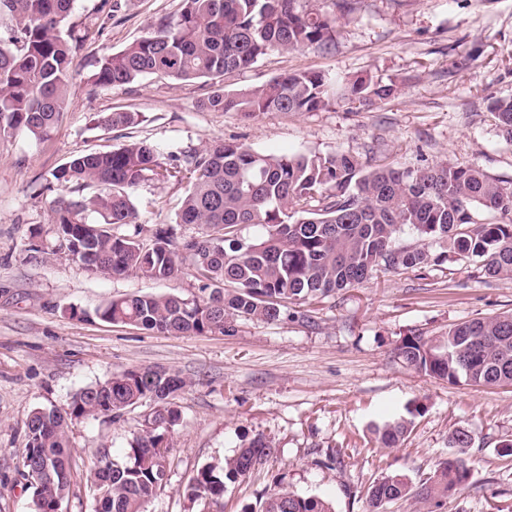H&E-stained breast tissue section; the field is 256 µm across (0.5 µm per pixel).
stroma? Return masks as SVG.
<instances>
[{
    "instance_id": "obj_1",
    "label": "stroma",
    "mask_w": 512,
    "mask_h": 512,
    "mask_svg": "<svg viewBox=\"0 0 512 512\" xmlns=\"http://www.w3.org/2000/svg\"><path fill=\"white\" fill-rule=\"evenodd\" d=\"M100 3L72 4L70 22L95 34L73 57L70 104L50 136L0 135V512H31L33 490L19 475L31 411L67 408L80 388L133 367L187 381L175 397L180 420L168 434V482L147 512H213L207 501L185 498L182 486L200 466L222 462L259 434L273 439L278 453L229 487L224 512L258 507L264 493L281 486L328 499L336 512H368L374 480L432 473L458 428L472 438V474L434 512H512V456L501 448L512 439V387L452 386L407 368L395 354L404 336L435 338L451 324L511 312L512 278L487 276L452 254L419 271L375 274L313 307L291 306L276 323L242 319L230 335H168L105 323L94 311L131 294L195 299L200 283L192 265L166 281L102 278L27 250L32 237H52V171L76 155L125 143L124 129L94 126L93 115L107 112L143 113L131 134L169 150L221 140L276 153L347 152L369 167L474 162L512 182V143L497 135L489 111L492 101L512 97V0H361L335 48L270 53L225 86L254 88L296 71L366 73L395 82V96L370 107L339 103L252 117L204 109L212 88L201 80L147 76L121 88L92 86L103 56L153 33L180 0H123L119 23L106 20ZM185 193L172 181L135 189L141 239L158 224H176L181 238L197 234L196 225L176 222ZM414 402L422 413L404 441L380 447L372 425ZM153 408L145 401L113 421H72L67 512H94L92 453L105 445L122 454Z\"/></svg>"
}]
</instances>
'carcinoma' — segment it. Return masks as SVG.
<instances>
[{
  "label": "carcinoma",
  "mask_w": 512,
  "mask_h": 512,
  "mask_svg": "<svg viewBox=\"0 0 512 512\" xmlns=\"http://www.w3.org/2000/svg\"><path fill=\"white\" fill-rule=\"evenodd\" d=\"M307 0H181L154 34L103 57L90 82L123 87L149 75L218 85L204 101L213 112H315L338 102L373 104L397 92L369 74L330 77L320 72L277 76L249 90H224V77L251 69L272 52L328 49L336 43L338 20L357 10L358 0H331L322 12ZM73 0H0V18L10 33L0 41V132L48 136L67 106L73 84V54L91 36L87 27L65 26ZM490 114L499 136L512 143V98L497 99ZM145 122L140 112H108L104 128ZM159 144L132 140L112 151L78 155L55 169L61 190L53 200L56 244L31 241L28 251L53 259L63 253L94 275H135L167 280L190 262L209 294L192 301L177 295L133 294L113 298L95 311L113 325L175 335L224 334L238 318L275 323L290 304L314 305L332 293L360 285L380 269H417L438 264L425 246L396 249L404 226L421 240L448 247L479 264L491 277L512 278V219L485 222L483 212L512 214V186L479 165L443 162L417 168L391 164L365 168L346 152L276 154L216 141L204 150L183 148L161 162ZM186 183L176 223L200 226L199 235L178 238L172 224H158L151 243L114 234L110 226L133 224L131 192L142 182ZM97 188L89 196L69 193ZM98 215L94 222L88 215ZM259 229L250 240L240 226ZM397 355L410 368L450 385L512 386V313L452 325L443 339L403 337ZM187 382L151 367L119 371L77 391L68 407L37 409L25 423L21 451L32 477V512H64L71 491L67 431L77 419L112 417L143 401L156 405L141 433L120 460L95 450L89 481L97 512H145L168 481L167 433L179 420L174 399ZM422 408L373 425L380 447L394 448L411 430ZM457 452L434 473L414 483L386 473L368 488L370 512L413 498L439 506L471 474L463 430L449 437ZM278 453L262 436L242 444L221 464L201 466L182 488L189 499H205L224 512L227 484L243 482ZM260 512H335L333 503L286 487L271 492Z\"/></svg>",
  "instance_id": "carcinoma-1"
}]
</instances>
